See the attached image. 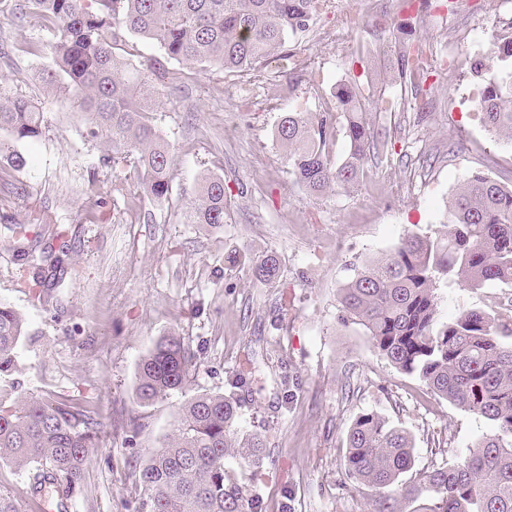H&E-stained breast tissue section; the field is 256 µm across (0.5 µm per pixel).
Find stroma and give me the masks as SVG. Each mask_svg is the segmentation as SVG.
Wrapping results in <instances>:
<instances>
[{"instance_id":"35a3bbf8","label":"stroma","mask_w":512,"mask_h":512,"mask_svg":"<svg viewBox=\"0 0 512 512\" xmlns=\"http://www.w3.org/2000/svg\"><path fill=\"white\" fill-rule=\"evenodd\" d=\"M14 0H0V74H13L27 93L42 90L47 58L25 52L34 39L51 41L32 19H15ZM378 0L402 33L377 27L364 0H322L308 32L289 38L285 56L262 63L271 82L254 89L241 111L245 82L211 66L194 69L165 58L158 44L127 35L123 56L134 66L161 64L176 88L156 123L176 148L173 190L165 201L146 192L115 197L86 222L88 174L135 182L131 163L101 168L107 147L85 139V116L66 98L51 99L47 127L16 144L26 166L10 171L0 156V241L14 224L29 238L40 229L30 210L48 206L64 224L71 268L51 291L52 307L17 278L11 253L0 249V300L26 319L18 369L0 379L19 393L82 403L102 423L84 486L66 504L44 512H132L135 473L174 431L186 396L221 393L241 404L240 427L267 430L274 468L251 478L235 461L250 493L266 512H366L370 488L345 475L347 431L375 411L403 427L415 445L414 471L463 461L492 433V424L427 393L415 377L391 365L359 325L342 318L339 293L350 267L389 253L408 233L440 229L460 184L479 172L512 183V142L493 137L469 96L479 85L468 71L494 38L512 33V0ZM357 23L356 43L332 37L338 18ZM476 39H458L459 29ZM420 46L430 65L421 95L396 80L404 45ZM306 49L321 81L290 70L288 54ZM354 81L379 95L376 128L389 132L391 154L369 162L357 192L315 196L295 182L273 132L283 113L321 112L337 84ZM223 177L222 228L185 224L181 213L206 175ZM255 257L276 252L278 281L254 279L231 251ZM496 285H443L441 320L478 308L512 317ZM183 338L194 354L189 385L144 406L137 399L140 359L164 335ZM137 421L134 436L126 426Z\"/></svg>"}]
</instances>
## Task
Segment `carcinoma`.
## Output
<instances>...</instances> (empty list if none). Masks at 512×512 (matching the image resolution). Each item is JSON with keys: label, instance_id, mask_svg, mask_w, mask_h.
<instances>
[{"label": "carcinoma", "instance_id": "obj_1", "mask_svg": "<svg viewBox=\"0 0 512 512\" xmlns=\"http://www.w3.org/2000/svg\"><path fill=\"white\" fill-rule=\"evenodd\" d=\"M319 0H16L14 15L36 19L54 32L50 43L32 42L26 53L51 58L46 96L23 94L0 78V131L15 141L45 132L48 98L65 96L87 116L86 137L108 146L103 167L134 159L138 185L157 200L172 191L173 150L158 133L156 113L171 93L167 72L135 68L117 52L125 33L155 41L166 57L187 66L219 65L253 71L281 51L289 37L307 30ZM492 57L512 62V37L493 42ZM417 67L409 49L398 75L408 83ZM483 61L471 73L483 86L477 107L488 132L512 141V67L489 75ZM331 112H287L274 131L295 180L315 195L358 189L368 159L388 152L392 141L375 132L370 109L355 83L339 84ZM345 157H333L338 133ZM92 206L108 203L98 172L88 178ZM224 179L207 176L196 187L184 219L224 224ZM43 235L63 238L47 211L32 213ZM12 253L26 279L52 286L69 260V247L38 250L16 234L0 245ZM275 253L250 261L253 278L279 275ZM491 283L512 287V184L483 174L466 178L448 201L443 229L410 234L381 258L363 261L341 288L346 318L364 327L375 348L397 369L416 376L427 391L490 421L494 432L464 461L417 472L409 483L414 445L408 432L369 411L347 432L346 476L376 491L370 512H512V321L479 309L439 319V284ZM26 322L0 301V374L15 369ZM194 353L178 336L161 337L138 367L137 397L146 405L185 392ZM237 399L199 394L181 406L174 433L139 466L136 512H262L263 502L228 471L235 459L258 470L265 463V436L243 432ZM102 423L78 403L25 396L0 398V462L32 474L30 497L44 488L69 496L80 489ZM0 512H24L0 489Z\"/></svg>", "mask_w": 512, "mask_h": 512}]
</instances>
